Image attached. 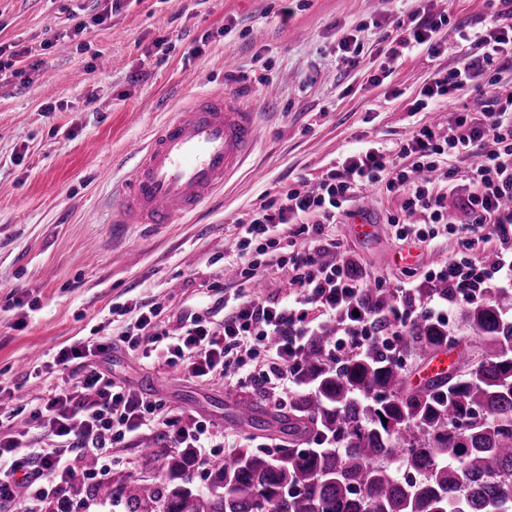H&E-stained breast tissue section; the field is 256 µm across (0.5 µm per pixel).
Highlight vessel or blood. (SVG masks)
I'll use <instances>...</instances> for the list:
<instances>
[{
  "label": "vessel or blood",
  "mask_w": 512,
  "mask_h": 512,
  "mask_svg": "<svg viewBox=\"0 0 512 512\" xmlns=\"http://www.w3.org/2000/svg\"><path fill=\"white\" fill-rule=\"evenodd\" d=\"M257 114L234 96L204 92L129 146L136 160L114 189V224H174L194 215L224 189L258 144ZM460 350L438 352L422 366L420 383L446 376Z\"/></svg>",
  "instance_id": "obj_1"
}]
</instances>
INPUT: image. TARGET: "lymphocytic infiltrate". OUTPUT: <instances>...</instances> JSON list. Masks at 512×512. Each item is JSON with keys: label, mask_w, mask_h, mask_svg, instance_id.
I'll list each match as a JSON object with an SVG mask.
<instances>
[{"label": "lymphocytic infiltrate", "mask_w": 512, "mask_h": 512, "mask_svg": "<svg viewBox=\"0 0 512 512\" xmlns=\"http://www.w3.org/2000/svg\"><path fill=\"white\" fill-rule=\"evenodd\" d=\"M485 2L491 9L490 24L457 33L469 62L435 71L412 105L416 112L436 111L454 95L469 91L480 77L485 104L479 117L459 113L446 134L436 125H421L396 155L362 150L329 169L314 189L288 191L236 225L231 264L237 276L234 291L221 298V325L198 311L180 317L173 329L160 306L138 301L136 317L121 332L118 344L200 382L255 385L279 400L297 384V351L324 320L343 321L336 349L352 352L378 342L373 317L358 305L364 282L354 267L336 262L339 244L328 233L330 226L350 215L353 202L368 187L404 194L402 214L388 218L399 240L431 241L463 222L502 241L495 263L476 261L471 254L474 242L464 237L447 262L429 269V279L447 283L456 301H477L490 281H512V95L497 92L500 75L512 62V9L496 8V0ZM449 23V16L434 13L422 0L401 21V34L395 46L387 48L386 58H398L405 50L439 56L447 48L441 32ZM459 154L470 159L465 178L473 187L462 198L456 184L444 191L437 187L441 158ZM452 196L458 199L455 214L448 209ZM417 213L427 215L425 227H415L412 217ZM288 224L316 242L318 254L288 251L282 238ZM263 255L269 265L286 272L287 297L252 292ZM113 346L80 340L61 348L55 363L79 361L78 381L50 388L28 404L16 403L10 388L0 385V505H12L14 512H42L44 503L55 497L57 512H66L61 498L76 477L100 476L109 448L152 427L165 428L175 447L197 449L200 463L210 462L222 431L204 418L185 421L172 416L161 400L116 381L108 366ZM23 412L31 426L49 430L53 447H35L28 432L7 427V420ZM77 458L93 460L94 465L76 472Z\"/></svg>", "instance_id": "obj_1"}]
</instances>
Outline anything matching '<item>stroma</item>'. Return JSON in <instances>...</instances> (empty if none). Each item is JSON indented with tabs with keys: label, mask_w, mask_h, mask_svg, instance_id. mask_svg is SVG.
<instances>
[{
	"label": "stroma",
	"mask_w": 512,
	"mask_h": 512,
	"mask_svg": "<svg viewBox=\"0 0 512 512\" xmlns=\"http://www.w3.org/2000/svg\"><path fill=\"white\" fill-rule=\"evenodd\" d=\"M77 0H0V44L14 47L0 79V381L25 400L69 381L55 365L63 346L108 341L126 323L123 303L160 304L168 315L204 304L200 282H223L231 233L272 200L316 182L350 153L394 150L426 122L447 123V109L411 105L429 77L459 65L454 51L411 53L392 61L382 84L370 83L382 55L379 38L396 34L408 0H124L111 19L67 39ZM447 12L442 37L489 22L484 0H431ZM365 26L356 69L333 54L339 25ZM166 39L169 52L158 51ZM202 91H223L253 105L259 145L216 203L178 224H112V186L127 169L131 142L146 140L170 111ZM405 198L369 188L352 207L376 226L352 235L349 218L334 232L339 252L367 282L424 284L433 264L458 250L456 235L434 243L396 240L385 218ZM413 251L403 266L396 255ZM112 374L161 398L174 413L223 428L217 456L250 439L234 419L223 383L201 384L174 370L115 351ZM170 453L158 430L114 445L113 484L151 482ZM75 512H130L99 480L67 490Z\"/></svg>",
	"instance_id": "stroma-1"
}]
</instances>
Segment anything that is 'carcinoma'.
Here are the masks:
<instances>
[{
    "instance_id": "obj_1",
    "label": "carcinoma",
    "mask_w": 512,
    "mask_h": 512,
    "mask_svg": "<svg viewBox=\"0 0 512 512\" xmlns=\"http://www.w3.org/2000/svg\"><path fill=\"white\" fill-rule=\"evenodd\" d=\"M447 298L437 282L405 295L367 287L358 301L388 332L394 306ZM465 316L460 337L420 315L394 351L373 345L340 358L330 352L340 320L325 322L300 349L288 412L236 400L240 425L263 430L272 420L286 445L234 449L210 466L205 491L192 484L196 455L184 448L153 482L116 491L133 512H512V289H487ZM457 339L462 371L410 386L405 360Z\"/></svg>"
}]
</instances>
